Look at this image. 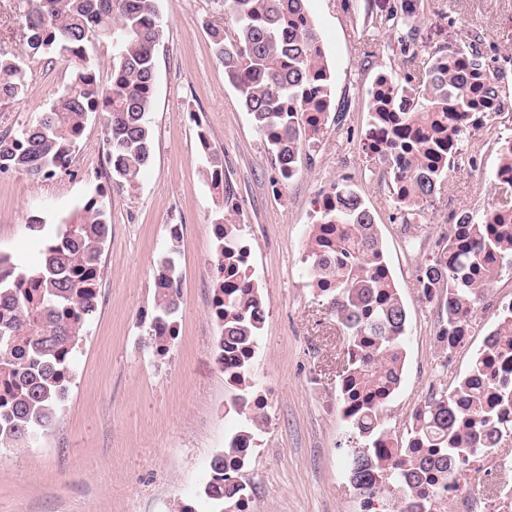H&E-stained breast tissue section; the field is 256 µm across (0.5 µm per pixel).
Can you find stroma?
Returning a JSON list of instances; mask_svg holds the SVG:
<instances>
[{
	"mask_svg": "<svg viewBox=\"0 0 512 512\" xmlns=\"http://www.w3.org/2000/svg\"><path fill=\"white\" fill-rule=\"evenodd\" d=\"M393 0H308L332 76L329 121L295 178L278 183L262 133L243 109L208 37L233 32L224 0H156L162 31L156 50L150 165L134 186L116 184L104 146V116L91 113L69 167L49 179L0 174V256L39 261L59 224L92 198L106 204L111 232L101 260L106 302L86 326L73 360L74 380L55 428L31 448L0 449V512H157L161 499L209 512L205 468L246 417L231 405L224 374L207 369L208 341L219 326L209 312L216 287L212 226L223 211L198 140L206 131L224 157V178L239 204L233 220L253 249L265 301L257 356L247 378L271 388L265 420L241 471L253 488L250 512H361L347 482L346 422L338 374L346 336L309 283L306 227L316 199L346 181L371 210L385 257L408 312L400 387L380 411L392 438H403L412 410L429 388L448 386L434 345L438 309L422 301L416 268L432 259L451 213L501 205L495 178L499 139L512 137V113L469 127L459 164L417 224L404 226L387 167L365 152L371 136L367 88L383 69L401 74L404 58L380 35L364 49L354 6L386 14ZM30 0H0V52L25 53ZM418 66L480 34L481 49L512 50V0H425L416 21ZM72 73L43 56L28 60L24 94L0 105V134L35 123L71 82ZM183 227L179 242L170 225ZM174 253L183 294L180 334L166 376L148 365L154 265Z\"/></svg>",
	"mask_w": 512,
	"mask_h": 512,
	"instance_id": "obj_1",
	"label": "stroma"
}]
</instances>
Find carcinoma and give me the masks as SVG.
Returning <instances> with one entry per match:
<instances>
[{
    "label": "carcinoma",
    "mask_w": 512,
    "mask_h": 512,
    "mask_svg": "<svg viewBox=\"0 0 512 512\" xmlns=\"http://www.w3.org/2000/svg\"><path fill=\"white\" fill-rule=\"evenodd\" d=\"M26 18L28 56L56 55L68 63L73 78L39 121L17 134H0V173H22L32 179L49 178L65 167L83 134L89 113L103 112L105 145L112 178L131 185L153 157L154 136L148 114L153 100L156 46L161 33L155 0H32ZM225 12L235 27L209 29L213 52L237 89L243 108L257 129L281 128L282 136L268 143L281 181L297 172L303 151L316 145L325 132L306 114L317 104L306 89L327 70L324 58L313 53L319 35L310 22L307 0H224ZM424 10L423 0H394L384 16H369L367 27L390 34L406 26L397 45L410 64L395 82L397 95L409 94L397 128L386 149L378 154L390 168L409 181V195L397 197L403 222L421 217L425 205L448 174V99L460 112L476 106L473 93L482 85L497 93L496 78L481 72L465 73L455 64L439 70L420 71L412 64L421 45L411 19ZM107 41L112 45V81L102 86L86 44ZM24 61L0 53V103H9L24 92ZM211 179L222 182L224 161L205 134L199 136ZM336 209L317 213V222L332 226L334 251L326 258L312 251L310 274L319 295L336 315L348 336L347 347L364 352L360 362L342 364L341 402L356 408L347 429L364 447L347 449V478L364 498L366 512H376L372 502L381 486L397 494L398 512H406L411 489L403 484L406 468L418 467V481L446 492L448 451L464 452L466 436L460 430L461 414L448 393L428 397V408L419 427V446L393 443L387 455L373 447L385 435L375 398L390 395L399 386L404 364V336L408 315L388 269L384 249L370 211L361 196L346 184H336ZM224 237V250L214 263L224 270L225 249L238 240L232 220ZM511 207H493L475 215L469 224L468 243L460 248L453 265L435 257L420 269L417 281L424 301L446 309L447 323L465 307L474 310L478 289L486 287L497 271L484 268L485 258L497 255L501 267L512 268ZM110 232L106 206L88 201L68 223L61 224L33 267L8 263L0 256V376L12 377L15 389L0 408L7 411L9 429L0 433V446L28 444L53 429L73 381L71 351L78 345L84 323L81 311L92 316L98 307L97 277ZM176 266L170 257L159 263L154 295L156 319L177 310L181 293L173 289ZM224 335L230 343L255 344L262 321L241 304L236 295L224 293ZM251 428L230 438L211 467L229 482L237 474L240 441ZM211 512H242L231 490L205 488Z\"/></svg>",
    "instance_id": "carcinoma-1"
}]
</instances>
